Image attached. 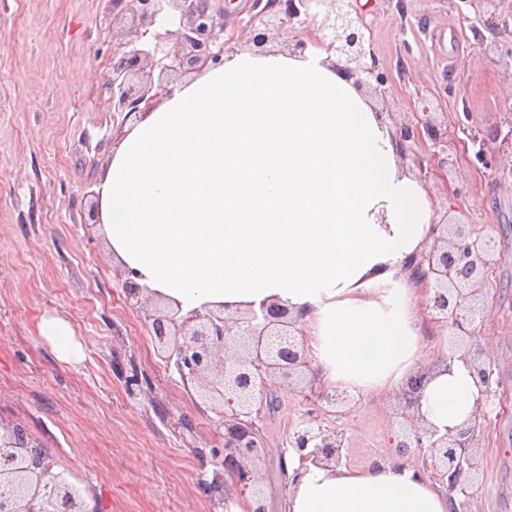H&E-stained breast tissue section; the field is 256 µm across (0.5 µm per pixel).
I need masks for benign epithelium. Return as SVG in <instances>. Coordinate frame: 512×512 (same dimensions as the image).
<instances>
[{"label":"benign epithelium","instance_id":"7a95c632","mask_svg":"<svg viewBox=\"0 0 512 512\" xmlns=\"http://www.w3.org/2000/svg\"><path fill=\"white\" fill-rule=\"evenodd\" d=\"M323 3L322 16L310 13L312 3ZM345 0H253L254 14L246 25L252 42L263 43L269 34L283 35L316 25L326 49L344 58V69L356 77L358 89L374 95L386 85L359 21L343 9ZM473 12L472 29L479 52L491 60L503 56L504 44H512L511 16L501 11L502 0H459ZM112 37L118 58L107 79L112 111L128 123L137 118L152 100L170 92L179 76L218 64L227 50L224 41V9L212 0H109ZM487 30V38L482 30ZM423 116L399 124L402 151L427 142L426 157L416 158L420 179L445 172L448 128L433 117V100L420 96ZM462 149L479 146L482 164L512 179V152L487 149L484 134L472 129L458 139ZM433 242L421 253L413 268L419 278L432 282L434 295L428 309L433 322L450 329L455 336L472 337L479 302L485 290V276L495 264L491 241L476 234L467 223L436 222ZM122 284L127 298L142 305L150 322L157 351L174 366L186 383L198 386L202 400L224 418V447L210 450L212 478L202 482L210 497L233 486L249 494L251 512H269L259 481L258 468L271 450L257 421L273 396V388L290 386L307 372H313L303 344L298 340V319L284 305L264 303L259 309L228 314L222 309L192 311L178 315L165 307L142 303L143 288L126 272ZM459 359L471 370L480 397L468 421L455 433L438 435L422 424L419 413L421 390L431 367L424 366L399 393L404 424L397 442L402 456L423 461L448 493L469 496L477 474L476 451L481 432L489 424L488 402L494 393L493 372L477 344H462L440 358L451 370ZM290 445L303 462L342 464L344 434L336 429L305 428L293 433ZM35 449L25 452L14 440L0 442V512H49L51 498L66 494L75 504L68 512H90L85 496L73 485L55 478L52 458Z\"/></svg>","mask_w":512,"mask_h":512}]
</instances>
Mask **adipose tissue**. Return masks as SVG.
<instances>
[{
    "label": "adipose tissue",
    "mask_w": 512,
    "mask_h": 512,
    "mask_svg": "<svg viewBox=\"0 0 512 512\" xmlns=\"http://www.w3.org/2000/svg\"><path fill=\"white\" fill-rule=\"evenodd\" d=\"M393 124L373 112L336 55H225L147 109L94 190L114 261L182 312L267 302L299 320L328 393L367 403L401 392L440 343L432 293L411 269L433 241L435 201L399 164ZM39 332L66 363L71 325ZM480 396L462 361L427 382L420 413L462 426ZM288 512H451L417 467L380 454L361 470L289 453Z\"/></svg>",
    "instance_id": "adipose-tissue-1"
}]
</instances>
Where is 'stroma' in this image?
<instances>
[{"mask_svg":"<svg viewBox=\"0 0 512 512\" xmlns=\"http://www.w3.org/2000/svg\"><path fill=\"white\" fill-rule=\"evenodd\" d=\"M348 9L392 89L373 99L375 111L396 125L420 111L418 92L438 97L454 166L428 190L496 249L477 330L496 382L491 423L460 508L512 512V187L455 142L463 126L507 128L512 85L504 62L472 68L477 40L451 0H418L405 15L394 0H349ZM115 47L108 0H0V424L24 429L65 478L90 485L98 512H224L201 487L210 449L224 445L219 415L158 354L89 214L88 193L120 132L106 89ZM44 317L71 324L81 362L56 358L38 332ZM132 369L141 381L133 392L121 376ZM304 394L290 391L264 415L270 448L287 447L313 411L344 432V466L396 453V396L359 408Z\"/></svg>","mask_w":512,"mask_h":512,"instance_id":"1","label":"stroma"}]
</instances>
